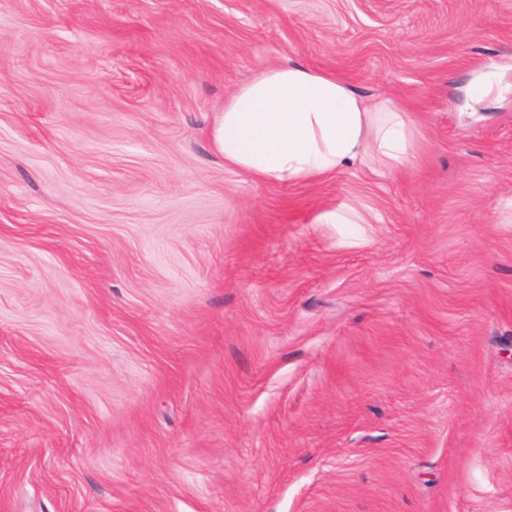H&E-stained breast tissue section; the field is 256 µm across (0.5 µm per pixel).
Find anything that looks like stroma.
Segmentation results:
<instances>
[{"mask_svg": "<svg viewBox=\"0 0 512 512\" xmlns=\"http://www.w3.org/2000/svg\"><path fill=\"white\" fill-rule=\"evenodd\" d=\"M507 57L512 0H0V512H512V103L448 107ZM293 64L419 164L226 167ZM318 224H366L367 220L351 208L325 207L314 219Z\"/></svg>", "mask_w": 512, "mask_h": 512, "instance_id": "35a3bbf8", "label": "stroma"}]
</instances>
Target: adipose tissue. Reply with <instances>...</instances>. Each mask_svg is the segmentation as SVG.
I'll list each match as a JSON object with an SVG mask.
<instances>
[{
    "instance_id": "obj_1",
    "label": "adipose tissue",
    "mask_w": 512,
    "mask_h": 512,
    "mask_svg": "<svg viewBox=\"0 0 512 512\" xmlns=\"http://www.w3.org/2000/svg\"><path fill=\"white\" fill-rule=\"evenodd\" d=\"M507 64L472 72L464 102L512 99ZM209 138L226 166L261 183L310 184L354 162L404 167L420 158L414 113L392 99L365 100L336 74L266 66L224 100Z\"/></svg>"
}]
</instances>
